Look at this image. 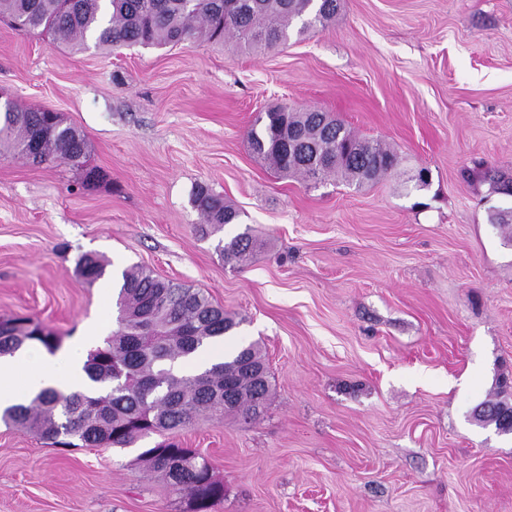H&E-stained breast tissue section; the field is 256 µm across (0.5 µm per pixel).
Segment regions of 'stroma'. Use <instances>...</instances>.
Segmentation results:
<instances>
[{"instance_id":"obj_1","label":"stroma","mask_w":512,"mask_h":512,"mask_svg":"<svg viewBox=\"0 0 512 512\" xmlns=\"http://www.w3.org/2000/svg\"><path fill=\"white\" fill-rule=\"evenodd\" d=\"M57 112L82 165L0 156V316L95 346L116 290L78 256L132 264L242 317L260 420L181 432L224 484L209 512H512V435L473 417L512 380V0H340L326 27L258 52L192 39L76 52L0 20V106ZM278 104L332 113L402 162L356 189L275 177L247 132ZM428 171V184L418 180ZM209 186L239 212L202 236ZM249 233L248 266L219 241ZM112 447L54 448L0 423V512H181ZM108 262L91 253L81 254L76 261V272L86 282L92 284L106 273Z\"/></svg>"}]
</instances>
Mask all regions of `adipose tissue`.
Segmentation results:
<instances>
[{
  "instance_id": "ef3b65f1",
  "label": "adipose tissue",
  "mask_w": 512,
  "mask_h": 512,
  "mask_svg": "<svg viewBox=\"0 0 512 512\" xmlns=\"http://www.w3.org/2000/svg\"><path fill=\"white\" fill-rule=\"evenodd\" d=\"M82 366V355L76 348L65 355L42 356L34 367L11 357L1 358L0 406L23 402L28 395L47 386L65 393L84 388L88 379Z\"/></svg>"
}]
</instances>
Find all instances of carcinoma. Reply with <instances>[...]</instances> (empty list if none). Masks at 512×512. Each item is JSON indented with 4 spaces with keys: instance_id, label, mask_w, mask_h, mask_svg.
<instances>
[{
    "instance_id": "carcinoma-1",
    "label": "carcinoma",
    "mask_w": 512,
    "mask_h": 512,
    "mask_svg": "<svg viewBox=\"0 0 512 512\" xmlns=\"http://www.w3.org/2000/svg\"><path fill=\"white\" fill-rule=\"evenodd\" d=\"M337 0H0V18L30 34L50 33L76 52L90 48L142 45L164 47L204 38L234 39L246 51L285 44L290 33L325 28L336 17ZM68 126L45 110L19 104L4 108L0 147L26 159L59 156L82 164L87 141L68 136ZM325 133L321 141L316 130ZM254 154L281 178L314 185L335 176L361 186L397 169L398 154L379 140L360 138L326 112L286 105L268 109L247 133ZM206 227L203 234L231 224L237 212L204 185L191 195ZM254 243L238 234L218 245L224 261L245 266ZM108 262L91 253L77 258L76 272L92 284ZM117 327L88 352L83 370L92 390L64 394L46 388L27 404L0 414L52 446L129 448L151 436L161 441L141 449L136 462L166 479L208 512L224 498V484L209 461L177 436L200 418L256 420L270 398L266 355L259 343L242 345L224 361L185 374L179 362L242 323L203 291L160 278L132 264L121 273ZM58 334L27 317L0 319V356L37 343L48 352Z\"/></svg>"
}]
</instances>
